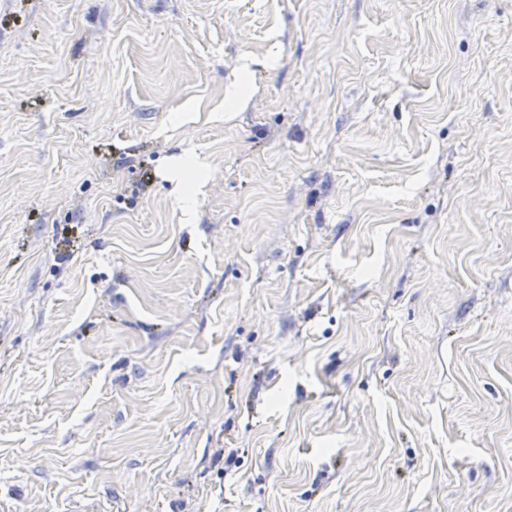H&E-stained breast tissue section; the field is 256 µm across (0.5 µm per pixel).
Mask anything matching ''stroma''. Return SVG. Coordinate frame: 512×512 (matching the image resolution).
Returning <instances> with one entry per match:
<instances>
[{
    "instance_id": "obj_1",
    "label": "stroma",
    "mask_w": 512,
    "mask_h": 512,
    "mask_svg": "<svg viewBox=\"0 0 512 512\" xmlns=\"http://www.w3.org/2000/svg\"><path fill=\"white\" fill-rule=\"evenodd\" d=\"M0 512H512V0H0Z\"/></svg>"
}]
</instances>
